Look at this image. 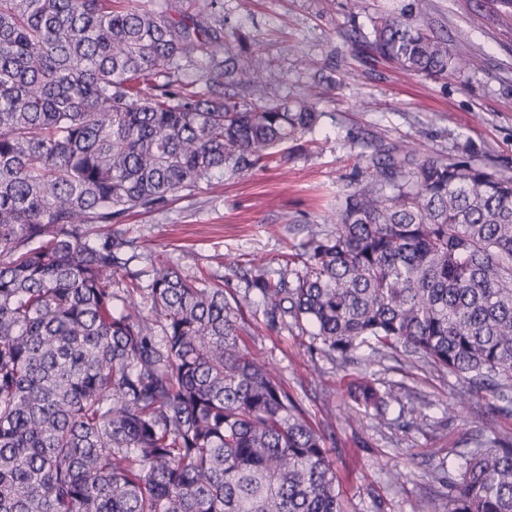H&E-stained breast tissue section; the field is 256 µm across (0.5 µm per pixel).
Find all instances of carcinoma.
Here are the masks:
<instances>
[{"label":"carcinoma","instance_id":"carcinoma-1","mask_svg":"<svg viewBox=\"0 0 512 512\" xmlns=\"http://www.w3.org/2000/svg\"><path fill=\"white\" fill-rule=\"evenodd\" d=\"M174 16L133 0H0V512H344L326 437L245 344L239 300L204 275L131 271L121 224L216 171L259 169L317 125L243 65L222 0ZM369 48L428 79L475 71L408 8ZM210 59L206 89L177 77ZM259 86L245 104L226 86ZM375 149L326 233L251 287L266 324L308 323L326 358L375 341L488 390L512 416V176ZM385 415L401 392L352 380ZM475 439L431 512H512V436Z\"/></svg>","mask_w":512,"mask_h":512}]
</instances>
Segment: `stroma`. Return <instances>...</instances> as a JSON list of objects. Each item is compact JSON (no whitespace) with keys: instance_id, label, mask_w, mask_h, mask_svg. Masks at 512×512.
Listing matches in <instances>:
<instances>
[{"instance_id":"obj_1","label":"stroma","mask_w":512,"mask_h":512,"mask_svg":"<svg viewBox=\"0 0 512 512\" xmlns=\"http://www.w3.org/2000/svg\"><path fill=\"white\" fill-rule=\"evenodd\" d=\"M405 7L447 32L452 53L478 57L480 69L434 81L373 56L374 18ZM224 33L255 42L256 60L274 59L271 78L288 95L317 86L321 117L306 135L314 146L289 147L288 159L261 170L214 173L166 209L127 218L145 253L132 267L149 271L156 258L230 288L251 324L246 344L327 434L345 512H429L438 465L461 470L489 420L512 435V417L492 416L491 394L459 397L454 377L381 358L368 345L347 365L325 358L301 329H269L247 282L256 266L279 269L294 247L329 229L346 191L370 181L373 144L408 141L421 160L512 175V17L498 15L493 0H224ZM362 372L405 395L385 425L370 412L346 421V388ZM413 407L430 426L411 425Z\"/></svg>"}]
</instances>
